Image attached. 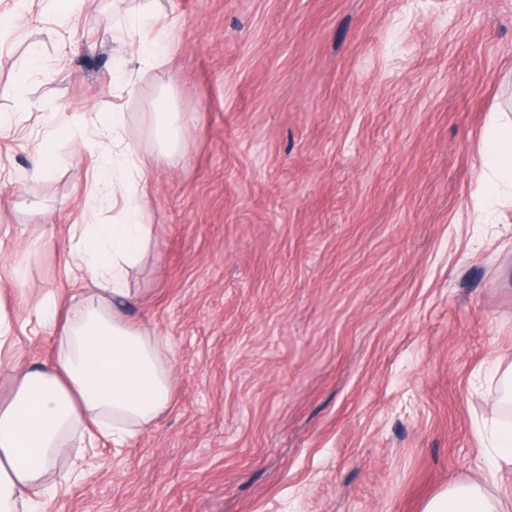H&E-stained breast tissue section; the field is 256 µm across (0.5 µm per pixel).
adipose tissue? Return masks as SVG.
Instances as JSON below:
<instances>
[{
    "instance_id": "ef3b65f1",
    "label": "adipose tissue",
    "mask_w": 512,
    "mask_h": 512,
    "mask_svg": "<svg viewBox=\"0 0 512 512\" xmlns=\"http://www.w3.org/2000/svg\"><path fill=\"white\" fill-rule=\"evenodd\" d=\"M123 113L112 115V140L101 145L94 184L97 195H124L118 224H95L72 256L77 269L102 293L60 313L55 301L36 309L55 335L54 356L42 366L0 363L13 382L10 401L0 406V512H41L50 494L47 476L75 443L93 447L98 436L122 442L134 426L152 421L167 405L170 369L156 338L113 311L112 298L127 299V273L146 247L143 197L130 195L147 181V163L135 156L120 132ZM482 206L491 211L502 187H512V116L492 113L484 141ZM424 512H512V494L483 482L453 485Z\"/></svg>"
}]
</instances>
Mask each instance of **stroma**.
Listing matches in <instances>:
<instances>
[{"instance_id": "35a3bbf8", "label": "stroma", "mask_w": 512, "mask_h": 512, "mask_svg": "<svg viewBox=\"0 0 512 512\" xmlns=\"http://www.w3.org/2000/svg\"><path fill=\"white\" fill-rule=\"evenodd\" d=\"M48 0L0 38V361H46L35 315L89 290L67 263L96 134L151 167L127 319L163 337L169 402L100 438L46 512H424L492 464L512 361V205L475 223L490 113L512 107V0ZM164 38L160 64L134 58ZM39 72L22 76L33 43ZM191 124L168 167L152 125ZM53 142L54 173L31 170Z\"/></svg>"}]
</instances>
